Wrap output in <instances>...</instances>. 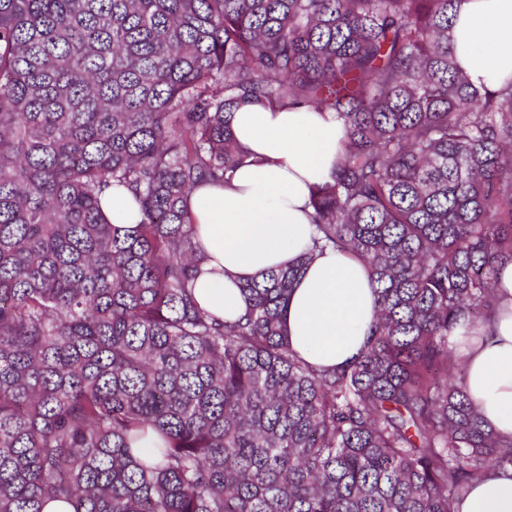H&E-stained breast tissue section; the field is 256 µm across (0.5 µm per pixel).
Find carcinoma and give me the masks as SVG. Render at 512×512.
I'll list each match as a JSON object with an SVG mask.
<instances>
[{
  "mask_svg": "<svg viewBox=\"0 0 512 512\" xmlns=\"http://www.w3.org/2000/svg\"><path fill=\"white\" fill-rule=\"evenodd\" d=\"M456 3L0 0V512H459L512 468L456 348L512 262V79L469 83ZM245 102L344 127L313 247L378 312L342 366L282 326L308 253L235 320L196 299L190 198L249 158ZM108 206L112 207V220L114 217H123V224L119 226L133 227L138 220V209L129 191L120 186H113L102 197L103 211L109 215Z\"/></svg>",
  "mask_w": 512,
  "mask_h": 512,
  "instance_id": "1",
  "label": "carcinoma"
}]
</instances>
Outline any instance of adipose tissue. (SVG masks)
<instances>
[{"instance_id":"adipose-tissue-1","label":"adipose tissue","mask_w":512,"mask_h":512,"mask_svg":"<svg viewBox=\"0 0 512 512\" xmlns=\"http://www.w3.org/2000/svg\"><path fill=\"white\" fill-rule=\"evenodd\" d=\"M453 48L472 85L491 89L512 78V0H459ZM230 123L249 162L231 186H204L191 198L204 251L195 295L202 308L227 320L245 313L247 281L310 251L311 191L329 180L344 142L335 113L307 104L273 111L244 103ZM501 285L492 328L461 354L468 396L489 426L512 437V263L503 267ZM376 310L365 264L328 249L304 266L282 319L305 361L336 367L363 349ZM460 512H512V469L473 486Z\"/></svg>"}]
</instances>
